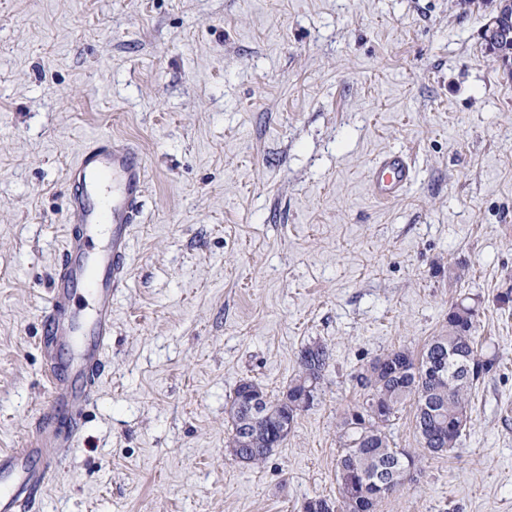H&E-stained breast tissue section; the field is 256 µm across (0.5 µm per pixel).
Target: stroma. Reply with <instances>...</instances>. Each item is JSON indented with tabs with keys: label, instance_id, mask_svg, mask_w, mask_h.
Instances as JSON below:
<instances>
[{
	"label": "stroma",
	"instance_id": "stroma-1",
	"mask_svg": "<svg viewBox=\"0 0 512 512\" xmlns=\"http://www.w3.org/2000/svg\"><path fill=\"white\" fill-rule=\"evenodd\" d=\"M485 0H0V451L46 404L42 313L66 179L106 135L148 185L83 439L32 512H302L335 499L355 377L421 352L467 295L498 366L450 452L421 448L375 512H512V75ZM415 179L378 203L369 167ZM331 355L313 407L261 464L228 455L243 380L286 390ZM481 39L488 52V46H494L495 53H498L501 56L512 57V25L510 23V19L509 23L505 24V27L502 29L492 31L482 29ZM413 179L412 163L402 152H389L378 158L368 175L370 195L379 202L407 191Z\"/></svg>",
	"mask_w": 512,
	"mask_h": 512
}]
</instances>
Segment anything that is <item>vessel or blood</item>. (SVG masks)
I'll list each match as a JSON object with an SVG mask.
<instances>
[{
    "instance_id": "obj_1",
    "label": "vessel or blood",
    "mask_w": 512,
    "mask_h": 512,
    "mask_svg": "<svg viewBox=\"0 0 512 512\" xmlns=\"http://www.w3.org/2000/svg\"><path fill=\"white\" fill-rule=\"evenodd\" d=\"M412 163L401 152L378 158L368 175L370 195L384 202L407 191ZM146 169L140 152L98 136L68 171L67 221L79 233L63 242L43 312L45 336L65 352L50 360V394L25 447L0 452V512H17L56 475L53 449L80 436L68 420L88 405L112 334V297L128 280L132 226L140 213Z\"/></svg>"
}]
</instances>
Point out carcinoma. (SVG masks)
Returning <instances> with one entry per match:
<instances>
[{"label":"carcinoma","instance_id":"1","mask_svg":"<svg viewBox=\"0 0 512 512\" xmlns=\"http://www.w3.org/2000/svg\"><path fill=\"white\" fill-rule=\"evenodd\" d=\"M484 46H492L501 56L512 57V25L497 30L481 31ZM467 314L464 325L448 318V330L433 337L419 354L407 348L391 350L373 359L355 376L363 390V400L356 409H367L378 401L381 419L370 416L359 425L347 415L341 426L346 441L337 463L340 500L338 509L348 512V500L363 493L379 490L389 495L401 483L395 476L407 466H416V457L403 449L391 446L387 430L396 420L402 407L415 406V428L421 447L432 454H442L455 447L462 430L457 427L460 415L471 413L470 397L473 388L498 363L495 354L484 355L475 346L472 329L478 309L465 297L455 304ZM330 354L323 345L303 346L298 353L299 370L282 395L273 400L251 381L241 382L227 407L232 422L228 441L229 454L241 463L256 465L274 450L270 428L283 432L280 441L288 438L297 418L311 406H302L304 392L318 390L323 373L329 365ZM474 362L484 366L483 374L461 378L446 371L454 364ZM445 368L439 375L427 373L428 367ZM256 394L261 412L254 414L248 394Z\"/></svg>","mask_w":512,"mask_h":512}]
</instances>
